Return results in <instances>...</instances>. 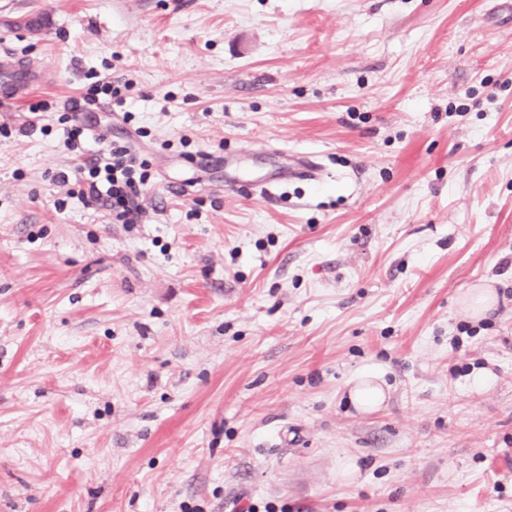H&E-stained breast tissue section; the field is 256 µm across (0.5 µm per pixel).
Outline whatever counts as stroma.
Segmentation results:
<instances>
[{
    "instance_id": "stroma-1",
    "label": "stroma",
    "mask_w": 512,
    "mask_h": 512,
    "mask_svg": "<svg viewBox=\"0 0 512 512\" xmlns=\"http://www.w3.org/2000/svg\"><path fill=\"white\" fill-rule=\"evenodd\" d=\"M2 49L50 83L0 104V512H512V0H0ZM102 78L130 226L53 180ZM59 123L62 125L64 143L69 148L78 147L81 141L86 138V131L90 130L89 125H83L77 118L71 116L68 112L59 117ZM289 160L291 177L319 180L321 170L315 161H306L295 153L289 155ZM385 388V382L381 376L373 372H365L355 379L349 392L350 401L357 410L372 412L384 403Z\"/></svg>"
}]
</instances>
